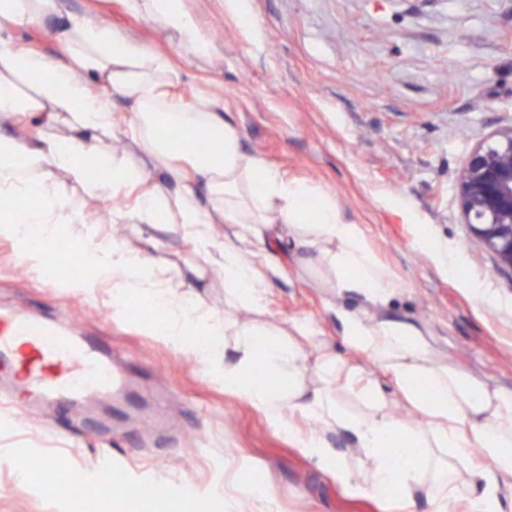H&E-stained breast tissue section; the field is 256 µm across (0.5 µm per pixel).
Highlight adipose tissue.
<instances>
[{"label":"adipose tissue","instance_id":"ef3b65f1","mask_svg":"<svg viewBox=\"0 0 512 512\" xmlns=\"http://www.w3.org/2000/svg\"><path fill=\"white\" fill-rule=\"evenodd\" d=\"M128 3L134 12L163 18L180 50L208 51L207 37L184 0ZM49 18L55 21L57 54L21 48L16 32ZM174 76L166 57L121 28L64 11L61 0H0V198L13 204L0 212V237L15 239L21 255L39 266L53 250L59 226L86 223L84 209L58 181L63 173L90 197L132 195L130 204L113 210L112 223L146 224L157 238L173 224L188 229L197 247L222 269L228 303L260 306L267 276L281 275L273 263L259 272L250 257L271 224L284 225L294 246L326 268L337 293L382 308L401 292V281L373 255L358 225L340 217L331 192L268 168L225 121L220 97L211 92L190 99L173 96ZM116 94L125 99V109L114 107ZM196 137L216 141V152H187L185 141ZM116 139L137 150L138 161L109 151L108 141ZM88 158L100 161L102 182L89 180ZM154 171L166 173L171 189L151 181ZM311 199L316 202L312 209L307 206ZM218 221L234 227L221 243L207 232ZM33 235L43 240V250L28 248ZM80 245L91 258L92 276L78 279L77 287L109 284L116 305L141 296L161 318L167 339L206 360L215 354L210 341L223 339L226 324L196 313L181 293L188 280L179 279L174 289L145 283L152 265L149 250L129 251L117 238L93 235ZM335 313L344 342L370 353L391 374L388 390L340 358L323 361L326 374L354 387L362 414L344 412L331 387H304L306 356L298 344L246 324L235 330L241 356L225 363V388L244 391L278 429L292 430L293 416L305 414L310 430L298 436V446L356 493H396L408 512L421 493L429 512H504L502 499L512 493V392L433 364L422 331L412 323L366 319L341 306ZM256 368L287 382V393L247 383L245 370ZM393 391L420 415L421 425L388 413ZM328 432L351 438L365 474L327 446ZM439 453L467 465L468 482L435 476ZM475 455L480 458L476 464L471 461Z\"/></svg>","mask_w":512,"mask_h":512}]
</instances>
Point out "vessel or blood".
<instances>
[{"label":"vessel or blood","mask_w":512,"mask_h":512,"mask_svg":"<svg viewBox=\"0 0 512 512\" xmlns=\"http://www.w3.org/2000/svg\"><path fill=\"white\" fill-rule=\"evenodd\" d=\"M0 356L20 365L19 378H6L0 403L23 398L31 408L91 405L119 396L126 377L91 338L69 322H48L22 312H0Z\"/></svg>","instance_id":"1"}]
</instances>
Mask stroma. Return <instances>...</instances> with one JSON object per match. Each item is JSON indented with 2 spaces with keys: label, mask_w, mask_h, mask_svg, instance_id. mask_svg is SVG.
<instances>
[{
  "label": "stroma",
  "mask_w": 512,
  "mask_h": 512,
  "mask_svg": "<svg viewBox=\"0 0 512 512\" xmlns=\"http://www.w3.org/2000/svg\"><path fill=\"white\" fill-rule=\"evenodd\" d=\"M224 2L185 0L211 43L195 56L177 48L161 18L130 13L126 0H64L67 10L122 27L167 56L177 74L171 94L218 92L245 148L288 178L333 193L342 219L360 225L376 258L404 283L386 315L426 332L432 362L512 390V276L473 241L457 186L476 145L512 125V0H243L244 24ZM66 190L83 201L94 231L145 248L146 225L109 221L129 196L91 198L71 183ZM398 203L411 223L393 213ZM432 244L454 257L455 276L437 269ZM152 254L157 268L196 284L194 306L230 325L293 341V322L310 321L316 334L301 341L307 387L323 386L328 354L390 386L381 365L342 340L334 309L359 301L336 296L321 265L301 267L280 228L254 250L257 267L274 260L285 269L267 283L257 310L225 303L223 273L181 225H171ZM71 272L46 285L0 239V306L47 319L69 312L126 364L143 410L107 432L106 404L90 418L67 405L47 414L0 409V512H109L111 495L95 492L103 464L126 473L129 484L166 488L161 498L130 497L134 512H188L183 486L219 481L237 492L212 512H259L248 487L256 472L281 512H407L402 501L337 483L243 393L225 390L223 360L201 362L154 334L149 311H115L111 289L75 288L90 274L84 264ZM470 281L482 284L486 302L472 297ZM23 453L68 457L70 470L85 477L83 496L20 482L10 460Z\"/></svg>",
  "instance_id": "1"
}]
</instances>
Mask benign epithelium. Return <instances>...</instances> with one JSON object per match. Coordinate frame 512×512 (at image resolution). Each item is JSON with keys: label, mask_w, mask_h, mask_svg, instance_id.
<instances>
[{"label": "benign epithelium", "mask_w": 512, "mask_h": 512, "mask_svg": "<svg viewBox=\"0 0 512 512\" xmlns=\"http://www.w3.org/2000/svg\"><path fill=\"white\" fill-rule=\"evenodd\" d=\"M457 181L464 223L512 275V126L478 143Z\"/></svg>", "instance_id": "benign-epithelium-1"}]
</instances>
